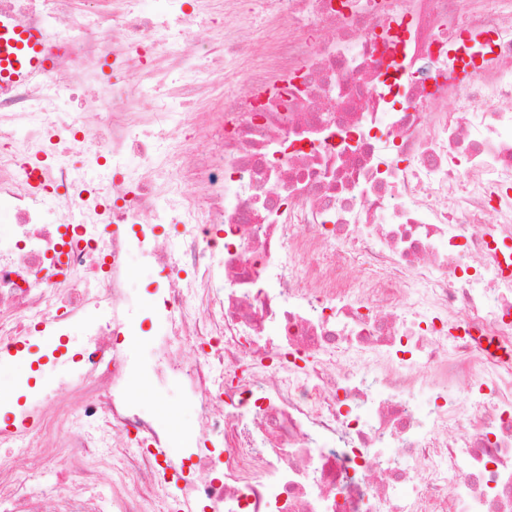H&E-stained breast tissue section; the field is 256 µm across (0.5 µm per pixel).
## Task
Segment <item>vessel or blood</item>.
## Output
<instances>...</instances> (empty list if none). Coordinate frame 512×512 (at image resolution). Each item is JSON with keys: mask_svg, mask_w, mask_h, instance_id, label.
Returning a JSON list of instances; mask_svg holds the SVG:
<instances>
[{"mask_svg": "<svg viewBox=\"0 0 512 512\" xmlns=\"http://www.w3.org/2000/svg\"><path fill=\"white\" fill-rule=\"evenodd\" d=\"M46 36L40 29L23 25L0 14V90L51 68L44 51Z\"/></svg>", "mask_w": 512, "mask_h": 512, "instance_id": "1", "label": "vessel or blood"}]
</instances>
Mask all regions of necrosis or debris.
<instances>
[{
  "mask_svg": "<svg viewBox=\"0 0 512 512\" xmlns=\"http://www.w3.org/2000/svg\"><path fill=\"white\" fill-rule=\"evenodd\" d=\"M103 2L0 0L55 58L0 95V361L49 341L0 512H512V0H255L288 30L182 174L245 0L194 52L211 0ZM131 390L149 410L163 418L170 425L179 428L192 421V408L184 402L178 392L170 393L163 400L156 399L151 379L147 373L140 374L131 382Z\"/></svg>",
  "mask_w": 512,
  "mask_h": 512,
  "instance_id": "necrosis-or-debris-1",
  "label": "necrosis or debris"
}]
</instances>
